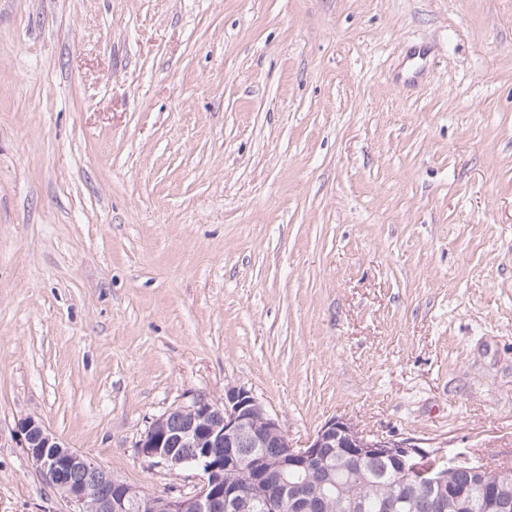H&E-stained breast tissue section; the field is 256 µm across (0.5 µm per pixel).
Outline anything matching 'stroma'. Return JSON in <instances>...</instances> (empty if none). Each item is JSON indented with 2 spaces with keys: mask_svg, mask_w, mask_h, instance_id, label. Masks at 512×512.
<instances>
[{
  "mask_svg": "<svg viewBox=\"0 0 512 512\" xmlns=\"http://www.w3.org/2000/svg\"><path fill=\"white\" fill-rule=\"evenodd\" d=\"M233 385L512 465V0H0V512Z\"/></svg>",
  "mask_w": 512,
  "mask_h": 512,
  "instance_id": "obj_1",
  "label": "stroma"
}]
</instances>
